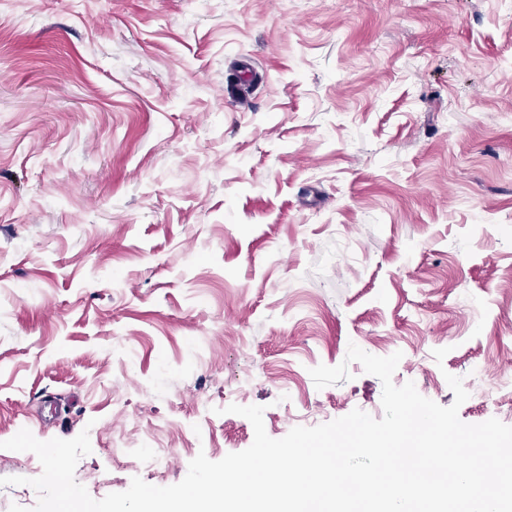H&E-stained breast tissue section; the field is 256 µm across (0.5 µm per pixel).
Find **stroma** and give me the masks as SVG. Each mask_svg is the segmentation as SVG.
Here are the masks:
<instances>
[{"label": "stroma", "mask_w": 512, "mask_h": 512, "mask_svg": "<svg viewBox=\"0 0 512 512\" xmlns=\"http://www.w3.org/2000/svg\"><path fill=\"white\" fill-rule=\"evenodd\" d=\"M352 343L512 426V0H0V477L382 418Z\"/></svg>", "instance_id": "obj_1"}]
</instances>
